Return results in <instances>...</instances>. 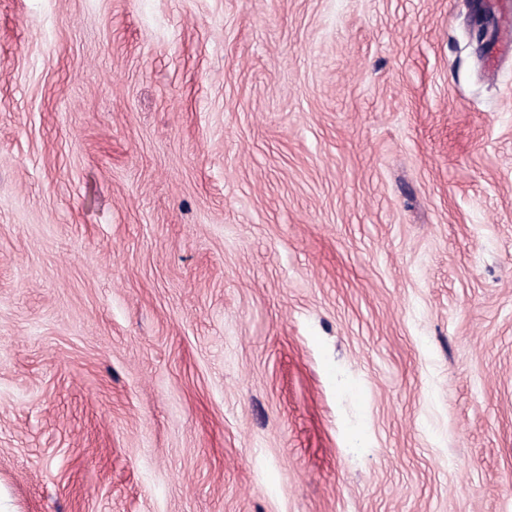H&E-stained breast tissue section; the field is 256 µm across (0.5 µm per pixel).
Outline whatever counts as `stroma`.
<instances>
[{
  "label": "stroma",
  "instance_id": "stroma-1",
  "mask_svg": "<svg viewBox=\"0 0 512 512\" xmlns=\"http://www.w3.org/2000/svg\"><path fill=\"white\" fill-rule=\"evenodd\" d=\"M0 0V512H512V13Z\"/></svg>",
  "mask_w": 512,
  "mask_h": 512
}]
</instances>
